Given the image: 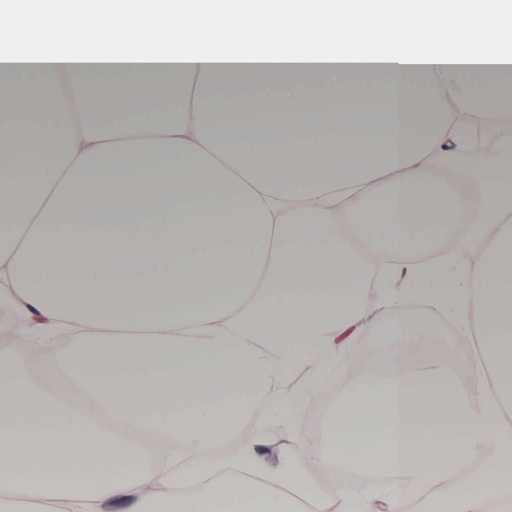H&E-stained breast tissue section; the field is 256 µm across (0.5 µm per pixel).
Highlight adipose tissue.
I'll list each match as a JSON object with an SVG mask.
<instances>
[{"mask_svg":"<svg viewBox=\"0 0 512 512\" xmlns=\"http://www.w3.org/2000/svg\"><path fill=\"white\" fill-rule=\"evenodd\" d=\"M43 2L0 12V301L23 336L0 348V512H376L346 471L391 476L385 512H512V138L447 165L473 119L512 127L502 0ZM61 77L79 116L38 93ZM460 235L480 262L449 258ZM382 316L391 372L302 459L256 455L276 358L307 372ZM452 322L479 332L468 381L411 359ZM63 337L64 393L28 366Z\"/></svg>","mask_w":512,"mask_h":512,"instance_id":"obj_1","label":"adipose tissue"}]
</instances>
